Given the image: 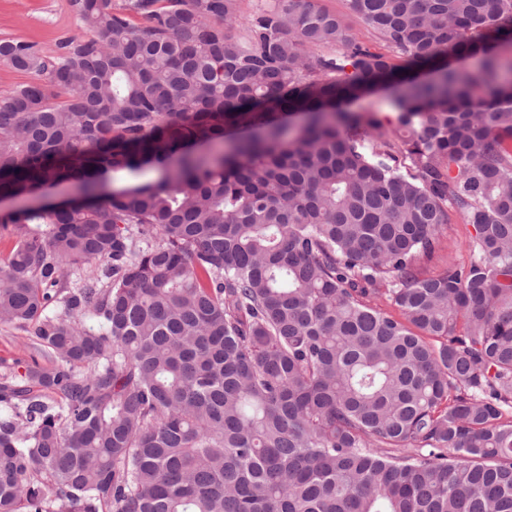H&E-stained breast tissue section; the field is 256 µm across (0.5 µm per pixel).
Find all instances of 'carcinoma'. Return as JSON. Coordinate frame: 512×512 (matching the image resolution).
<instances>
[{
  "instance_id": "obj_1",
  "label": "carcinoma",
  "mask_w": 512,
  "mask_h": 512,
  "mask_svg": "<svg viewBox=\"0 0 512 512\" xmlns=\"http://www.w3.org/2000/svg\"><path fill=\"white\" fill-rule=\"evenodd\" d=\"M346 2L392 54L315 0L242 33L76 0L56 59L0 42L33 75L0 197L81 198L0 215V324L50 363L0 375V512H512V0ZM450 207L473 258L422 277Z\"/></svg>"
}]
</instances>
